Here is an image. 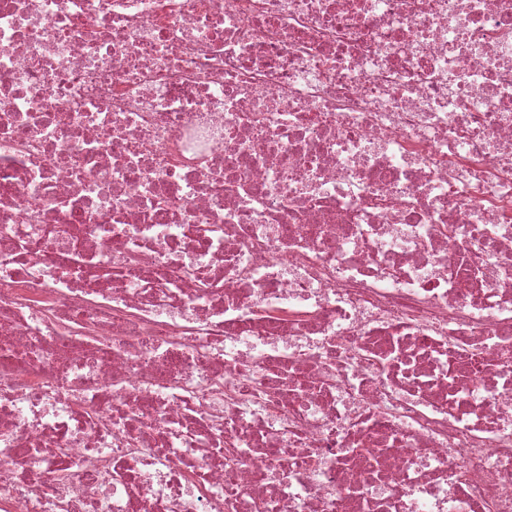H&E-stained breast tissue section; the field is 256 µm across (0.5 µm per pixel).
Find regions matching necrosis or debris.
<instances>
[{
	"mask_svg": "<svg viewBox=\"0 0 512 512\" xmlns=\"http://www.w3.org/2000/svg\"><path fill=\"white\" fill-rule=\"evenodd\" d=\"M0 512H512V0H0Z\"/></svg>",
	"mask_w": 512,
	"mask_h": 512,
	"instance_id": "obj_1",
	"label": "necrosis or debris"
}]
</instances>
